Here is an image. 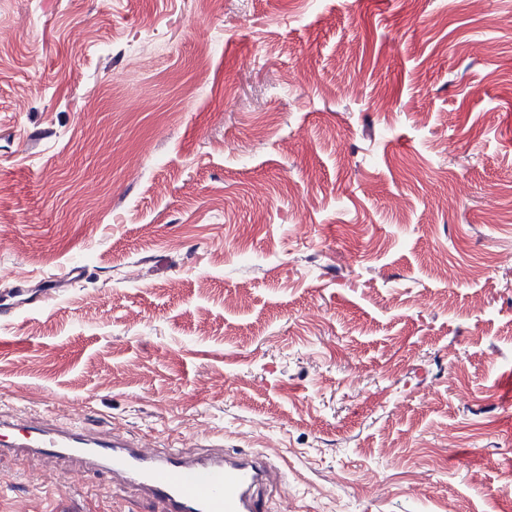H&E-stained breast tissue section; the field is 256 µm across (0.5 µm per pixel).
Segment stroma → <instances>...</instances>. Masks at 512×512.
I'll use <instances>...</instances> for the list:
<instances>
[{
  "mask_svg": "<svg viewBox=\"0 0 512 512\" xmlns=\"http://www.w3.org/2000/svg\"><path fill=\"white\" fill-rule=\"evenodd\" d=\"M492 273L448 281L443 265ZM0 409L203 430L269 512L512 487V0H0ZM0 457V512H149ZM84 274L85 268L83 266L73 265L59 277L42 279L40 283L44 288L39 289L38 293L58 297L67 288L81 282Z\"/></svg>",
  "mask_w": 512,
  "mask_h": 512,
  "instance_id": "stroma-1",
  "label": "stroma"
}]
</instances>
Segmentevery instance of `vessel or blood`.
Here are the masks:
<instances>
[{
    "instance_id": "vessel-or-blood-1",
    "label": "vessel or blood",
    "mask_w": 512,
    "mask_h": 512,
    "mask_svg": "<svg viewBox=\"0 0 512 512\" xmlns=\"http://www.w3.org/2000/svg\"><path fill=\"white\" fill-rule=\"evenodd\" d=\"M85 269L71 266L43 281L59 296L82 281ZM201 454L158 448L115 431L98 434L64 423L34 422L0 412V448L37 451L75 461L84 475L121 478L161 507V512H268L263 489L278 476L262 455L228 450L209 433L197 439Z\"/></svg>"
}]
</instances>
